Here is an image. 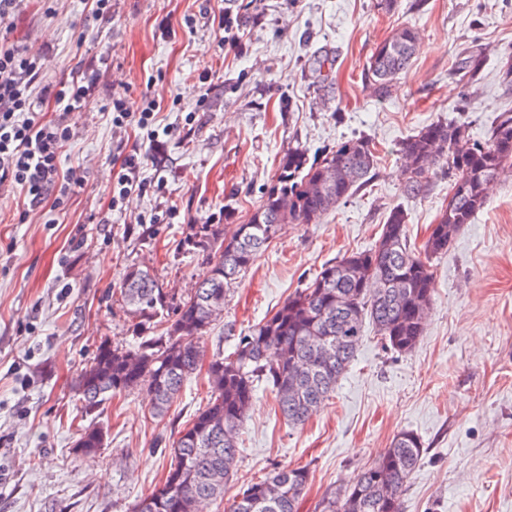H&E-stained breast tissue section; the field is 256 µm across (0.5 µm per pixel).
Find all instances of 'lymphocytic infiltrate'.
<instances>
[{"label":"lymphocytic infiltrate","instance_id":"1","mask_svg":"<svg viewBox=\"0 0 512 512\" xmlns=\"http://www.w3.org/2000/svg\"><path fill=\"white\" fill-rule=\"evenodd\" d=\"M40 77L38 58L0 43V188H20L32 209L52 193L64 195L77 186L59 181L60 152L71 127L43 122L34 109Z\"/></svg>","mask_w":512,"mask_h":512}]
</instances>
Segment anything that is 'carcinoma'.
I'll return each instance as SVG.
<instances>
[{
    "mask_svg": "<svg viewBox=\"0 0 512 512\" xmlns=\"http://www.w3.org/2000/svg\"><path fill=\"white\" fill-rule=\"evenodd\" d=\"M417 32L405 26L378 44L363 69L364 81L380 97L412 61ZM482 67L481 54L459 58L455 74L461 94ZM405 162L403 191L425 195L434 170L448 173L450 204L418 251L408 241L407 214L390 210L376 245L324 264L305 287L248 333L234 351L207 355V314L224 312L229 287L287 224H317L331 209L365 185L376 163L372 140L361 136L311 162L305 150L288 152L259 206L228 238L213 224L192 230L183 244L206 254L209 265L187 297L170 296L147 270L128 269L120 283V304L134 328H162L132 346L102 343L77 386L91 411L122 392L148 386L151 411L167 415L185 382L207 365L208 402L179 432L173 462L160 485L139 499L131 512H195L197 501L224 500V490L239 458L238 440L256 384L273 393L281 416L291 426L304 424L336 389L364 336L369 321L385 347L411 351L423 336L431 307L434 275L430 259L448 250L455 234L470 223L487 200L491 183L512 173V111L503 112L483 142L470 141L460 120L434 121L399 143ZM288 199V210L280 201ZM103 446L101 430H83L78 448L94 453ZM424 453L416 434L394 436L377 462L363 468L346 486L323 495L318 512H401V497ZM308 484L304 466H281L233 498L228 512H298Z\"/></svg>",
    "mask_w": 512,
    "mask_h": 512,
    "instance_id": "1",
    "label": "carcinoma"
}]
</instances>
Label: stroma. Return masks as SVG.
Here are the masks:
<instances>
[{"mask_svg": "<svg viewBox=\"0 0 512 512\" xmlns=\"http://www.w3.org/2000/svg\"><path fill=\"white\" fill-rule=\"evenodd\" d=\"M18 0L0 37L39 54L43 121L51 95L88 68L100 74L83 111L67 121L61 174L81 188L27 210L0 190V512H130L164 479L171 446L206 403L203 374L186 382L166 417L139 388L84 412L76 386L105 341H136L116 294L126 269L149 270L175 298L194 288L205 258L184 249L192 227L245 223L289 149L317 158L341 140L368 136L369 182L317 224H289L228 291L204 337L231 352L321 267L370 249L393 208L423 245L448 202L436 174L421 197L403 192L398 144L426 124L459 118L481 142L512 90L499 68L512 56V0ZM240 36L219 46V21ZM403 26L418 49L385 97L362 78L375 47ZM481 51L482 78L462 108L455 66ZM160 105L152 129L116 128L110 106ZM148 185L113 208L112 178L125 151ZM435 295L412 351L384 348L366 328L347 372L320 410L297 428L258 385L241 427V456L223 500L273 468L304 466L299 512L378 460L402 431L426 449L402 512H512V177L495 182L485 208L433 257ZM104 434L86 454L85 427Z\"/></svg>", "mask_w": 512, "mask_h": 512, "instance_id": "1", "label": "stroma"}]
</instances>
